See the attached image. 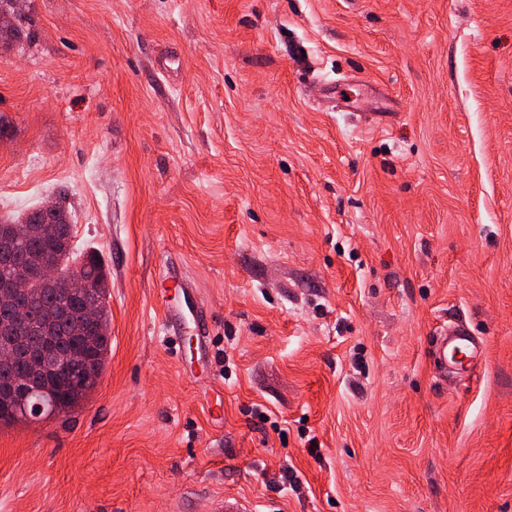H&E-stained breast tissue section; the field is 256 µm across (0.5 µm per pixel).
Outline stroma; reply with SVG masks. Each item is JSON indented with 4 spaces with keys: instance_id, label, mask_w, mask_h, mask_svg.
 <instances>
[{
    "instance_id": "1",
    "label": "stroma",
    "mask_w": 512,
    "mask_h": 512,
    "mask_svg": "<svg viewBox=\"0 0 512 512\" xmlns=\"http://www.w3.org/2000/svg\"><path fill=\"white\" fill-rule=\"evenodd\" d=\"M17 8L0 216L63 201L110 349L0 512H512V0ZM437 350L445 366L448 362L457 370L470 368L474 361H478L484 351L478 344L462 330H456L448 335V331L441 333L437 340ZM460 356V359L456 357Z\"/></svg>"
}]
</instances>
